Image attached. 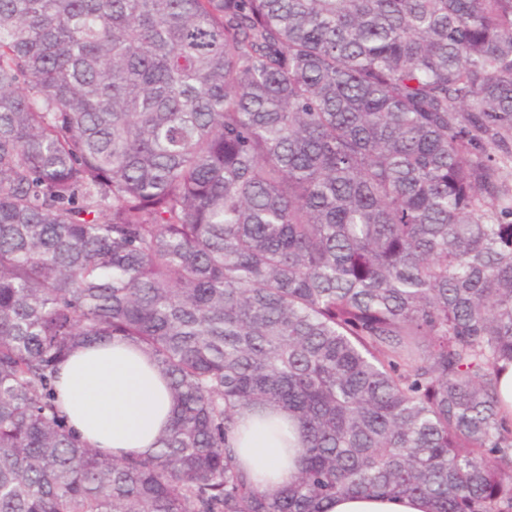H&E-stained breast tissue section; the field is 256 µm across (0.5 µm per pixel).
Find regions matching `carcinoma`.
I'll use <instances>...</instances> for the list:
<instances>
[{
	"label": "carcinoma",
	"instance_id": "1",
	"mask_svg": "<svg viewBox=\"0 0 512 512\" xmlns=\"http://www.w3.org/2000/svg\"><path fill=\"white\" fill-rule=\"evenodd\" d=\"M509 163L512 0H0V512H512ZM102 338L168 379L150 456L59 411ZM253 413H246L235 435L240 465L249 471L255 486L266 492L284 488L299 469L297 432L288 414H272L256 425ZM431 502L410 497L342 496L331 500L326 512H432Z\"/></svg>",
	"mask_w": 512,
	"mask_h": 512
}]
</instances>
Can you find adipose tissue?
Instances as JSON below:
<instances>
[{
	"mask_svg": "<svg viewBox=\"0 0 512 512\" xmlns=\"http://www.w3.org/2000/svg\"><path fill=\"white\" fill-rule=\"evenodd\" d=\"M57 388L71 430L102 453L149 455L171 426L175 402L150 359L119 340L82 344L60 364ZM297 432L287 413L258 422L246 413L235 435L240 465L255 486L284 488L299 468ZM326 512H432L431 502L410 497L342 496Z\"/></svg>",
	"mask_w": 512,
	"mask_h": 512,
	"instance_id": "adipose-tissue-1",
	"label": "adipose tissue"
}]
</instances>
